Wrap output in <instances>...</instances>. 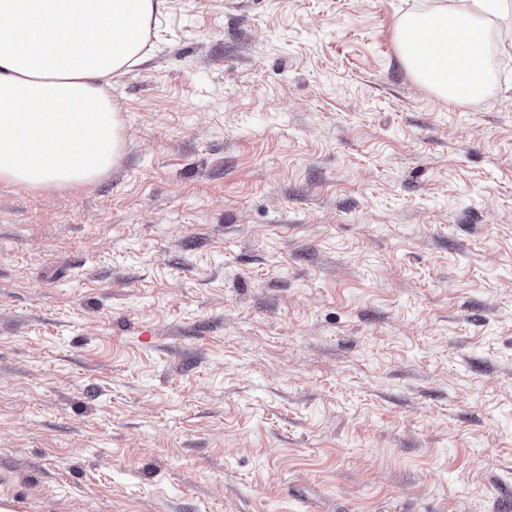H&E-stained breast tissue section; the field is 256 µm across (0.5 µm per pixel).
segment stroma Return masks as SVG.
I'll use <instances>...</instances> for the list:
<instances>
[{
  "mask_svg": "<svg viewBox=\"0 0 512 512\" xmlns=\"http://www.w3.org/2000/svg\"><path fill=\"white\" fill-rule=\"evenodd\" d=\"M465 0H168L94 183L0 182L12 512H512V55ZM461 13L448 10L408 15L397 27L403 64L439 97L460 103L486 90L482 22L511 8L509 0H468Z\"/></svg>",
  "mask_w": 512,
  "mask_h": 512,
  "instance_id": "35a3bbf8",
  "label": "stroma"
}]
</instances>
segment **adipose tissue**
Masks as SVG:
<instances>
[{
    "instance_id": "adipose-tissue-1",
    "label": "adipose tissue",
    "mask_w": 512,
    "mask_h": 512,
    "mask_svg": "<svg viewBox=\"0 0 512 512\" xmlns=\"http://www.w3.org/2000/svg\"><path fill=\"white\" fill-rule=\"evenodd\" d=\"M167 0H0V181L31 190L95 181L121 153L123 122L102 83L148 52ZM512 0H468L397 27L403 64L439 97L486 90L482 23Z\"/></svg>"
}]
</instances>
